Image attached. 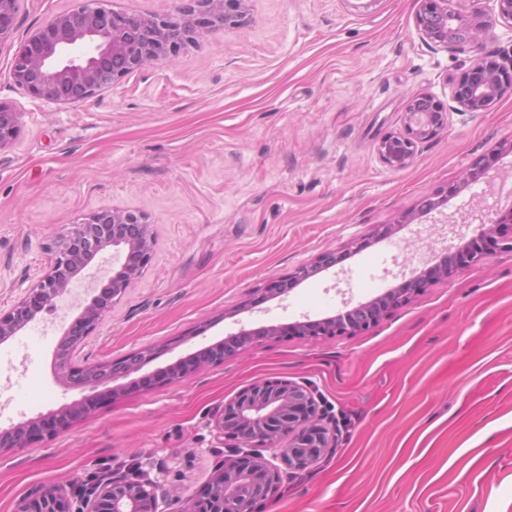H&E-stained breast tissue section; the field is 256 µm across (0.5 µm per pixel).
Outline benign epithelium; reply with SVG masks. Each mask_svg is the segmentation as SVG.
Here are the masks:
<instances>
[{
    "mask_svg": "<svg viewBox=\"0 0 512 512\" xmlns=\"http://www.w3.org/2000/svg\"><path fill=\"white\" fill-rule=\"evenodd\" d=\"M476 7L468 14L448 11V0H421L416 27L421 40L446 50L474 52L469 69L450 85V98L457 112H481L505 92L512 78L497 60L474 51L478 36L503 20L512 25V0H492L487 11L483 0H470ZM18 0H0V44L13 37ZM241 10L224 8V0H194L176 16L158 18L118 12L101 6V0H83L80 5L50 17L26 34L15 51L10 78L31 96L49 104H72L94 97L127 73L193 43L205 27L233 28ZM445 104L430 94L412 97L404 112V132L386 136L379 156L393 168L406 166L418 143L435 136L445 125ZM19 128V113L0 102V151L12 146ZM512 224V206L495 212L491 225L448 252L430 267L440 278L478 260L490 246L512 249V236L499 235L498 228ZM154 236L148 217L140 211L101 209L49 245L51 254L44 274L27 288L7 312H0V341L22 331L44 309H53L71 290L76 276L94 257L112 248L124 256L118 269L102 284L99 293L82 308L77 323L81 330L64 333L56 353L54 371L67 386L92 389L106 386L147 359L150 351L133 353L123 360L79 365L77 350L112 310L131 283L148 264ZM336 252L318 256L300 268L296 279L307 278L334 265ZM422 288L414 277L371 301L360 303L342 315L302 321L293 328L304 336L351 334L379 321L389 309ZM281 328L258 331L240 329L232 339L235 350L252 346L254 337L278 336ZM83 402L60 410L50 428L30 419L0 429V453L25 448L45 434L65 431L71 419L87 412ZM211 433L215 443L236 442L237 457L217 463L200 502H186L179 512H252L258 498L272 496L282 477L291 478L314 466L333 451L330 429L323 424L311 389L290 380L259 381L242 389L213 412ZM288 446L267 456L264 451L281 438ZM159 481L142 468L107 470L83 488L66 489L42 485L19 499L13 512H167Z\"/></svg>",
    "mask_w": 512,
    "mask_h": 512,
    "instance_id": "7a95c632",
    "label": "benign epithelium"
}]
</instances>
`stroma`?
<instances>
[{
  "mask_svg": "<svg viewBox=\"0 0 512 512\" xmlns=\"http://www.w3.org/2000/svg\"><path fill=\"white\" fill-rule=\"evenodd\" d=\"M75 0H21L0 46V102L19 114L0 152V310L42 275L48 245L101 209L145 212L155 244L80 360L151 357L116 392L54 375L79 308L40 312L0 343V428L91 409L52 438L0 455V512L37 485L149 470L176 507L229 453L211 413L263 379L309 386L336 449L254 512H512V252L435 278L354 334L258 339L171 380L168 368L240 328L320 320L397 287L473 235L512 175V92L448 111L403 168L378 154L408 100L449 99L471 56L425 44L420 0H245L210 29L96 97L48 105L9 78L19 37ZM490 165L470 185L464 174ZM458 186L449 194V186ZM443 199L423 212L426 198ZM382 224L396 232L378 238ZM343 259L263 299L326 251Z\"/></svg>",
  "mask_w": 512,
  "mask_h": 512,
  "instance_id": "stroma-1",
  "label": "stroma"
}]
</instances>
